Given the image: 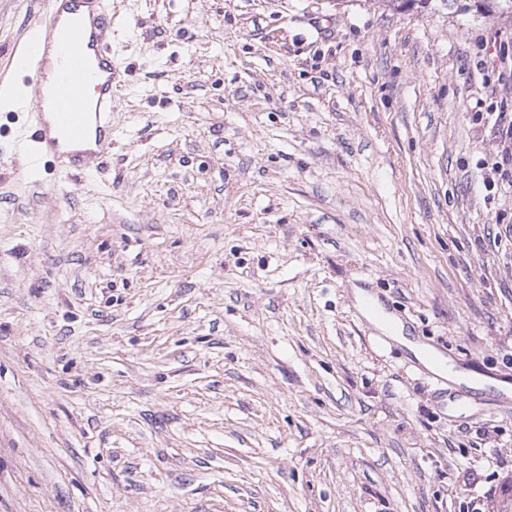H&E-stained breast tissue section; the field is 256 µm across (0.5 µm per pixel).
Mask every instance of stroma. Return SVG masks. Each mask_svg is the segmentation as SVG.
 <instances>
[{"instance_id": "obj_1", "label": "stroma", "mask_w": 512, "mask_h": 512, "mask_svg": "<svg viewBox=\"0 0 512 512\" xmlns=\"http://www.w3.org/2000/svg\"><path fill=\"white\" fill-rule=\"evenodd\" d=\"M112 153L25 176L0 102V512H492L512 189L485 35L373 0H107ZM49 0H0V87ZM495 123L498 124V138L500 142V149L497 154V160L492 164L491 171L494 175H498L502 184H506L510 189L512 188V117L508 112H497ZM507 114H510V119L507 121ZM504 184V185H505ZM378 309L379 310L376 312L377 317H372V321L378 329L383 332L394 333L395 335L392 337L399 343L405 345L420 362L431 370L442 373L446 369L444 358L441 355L434 354L416 341L408 339L407 336H404L402 333V326L396 325L391 317L384 312L380 304L378 305Z\"/></svg>"}]
</instances>
